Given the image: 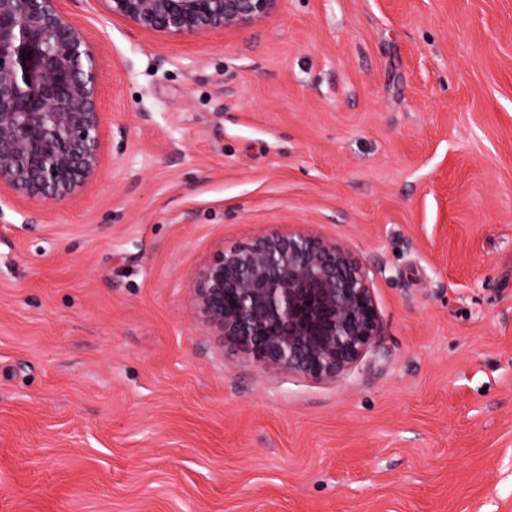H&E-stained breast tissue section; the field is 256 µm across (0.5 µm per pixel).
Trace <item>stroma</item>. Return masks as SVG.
Masks as SVG:
<instances>
[{"mask_svg":"<svg viewBox=\"0 0 512 512\" xmlns=\"http://www.w3.org/2000/svg\"><path fill=\"white\" fill-rule=\"evenodd\" d=\"M61 7L100 163L66 202L0 192V512H512V0H280L181 37ZM288 233L373 288L340 381L196 303Z\"/></svg>","mask_w":512,"mask_h":512,"instance_id":"35a3bbf8","label":"stroma"}]
</instances>
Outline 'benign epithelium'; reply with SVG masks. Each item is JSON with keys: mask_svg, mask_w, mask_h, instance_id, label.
<instances>
[{"mask_svg": "<svg viewBox=\"0 0 512 512\" xmlns=\"http://www.w3.org/2000/svg\"><path fill=\"white\" fill-rule=\"evenodd\" d=\"M59 0H0V189L65 202L100 163L102 73ZM104 14L169 36L257 23L280 0H100ZM196 301L211 327L265 368L338 381L380 330L366 275L347 251L304 234L224 251Z\"/></svg>", "mask_w": 512, "mask_h": 512, "instance_id": "obj_1", "label": "benign epithelium"}]
</instances>
